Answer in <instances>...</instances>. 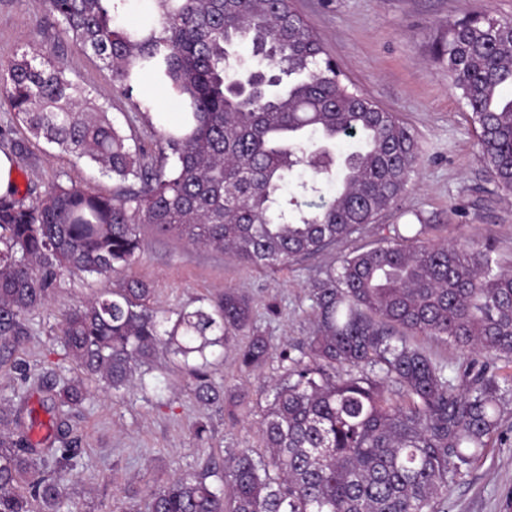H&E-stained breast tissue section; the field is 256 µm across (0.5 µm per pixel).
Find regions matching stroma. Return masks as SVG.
I'll list each match as a JSON object with an SVG mask.
<instances>
[{"label": "stroma", "mask_w": 512, "mask_h": 512, "mask_svg": "<svg viewBox=\"0 0 512 512\" xmlns=\"http://www.w3.org/2000/svg\"><path fill=\"white\" fill-rule=\"evenodd\" d=\"M293 7L322 40L343 83L367 93L411 128L423 155L416 175L373 224L316 256L274 270L238 263L145 225L144 250L123 274L61 277L45 305L27 315V334L19 345L0 355V406L13 395L25 396L41 422L35 438L48 432L50 392L81 376L58 342L64 314L122 279L148 282L151 303L160 309L192 310L207 305L217 292L237 289L252 301L255 332L298 346L313 332L312 283L338 266L343 255L394 229L436 224L439 238L447 242L490 233L501 263L512 267V195L490 181L477 156L470 112L460 92L449 85L447 67L434 58L437 44L448 37L449 23L485 14L512 18V0H293ZM50 49L63 57L72 78L90 96L107 102L115 122L145 148H153L165 127L178 121L177 105L156 87L139 88V95L150 96L153 104L148 114L134 112L100 60L46 27L41 0H0V60L24 51L42 56ZM6 125L11 132L0 140V150L13 153L19 188L35 185L42 196L62 182L111 194L112 178L32 139L0 101V127ZM247 340L244 333L231 335L207 351L211 380L241 398L233 420L199 402L179 363L166 356L145 364L143 385L117 393L98 378H84L88 397L68 418L80 441L82 465L66 482L80 512H141L147 490L241 448L262 452L271 389L285 370L275 357L262 369H242L238 353ZM201 421L209 434L200 441L193 430ZM446 512H512V446L488 449L449 490Z\"/></svg>", "instance_id": "stroma-1"}]
</instances>
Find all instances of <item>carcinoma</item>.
<instances>
[{
	"label": "carcinoma",
	"instance_id": "carcinoma-1",
	"mask_svg": "<svg viewBox=\"0 0 512 512\" xmlns=\"http://www.w3.org/2000/svg\"><path fill=\"white\" fill-rule=\"evenodd\" d=\"M141 2L145 23L126 26L116 0H43L47 25L102 61L115 86L130 94L148 79L177 101L179 122L151 151L64 63L26 52L0 61V98L27 132L116 181L110 196L63 183L28 204L0 196V351L19 344L24 317L61 277L129 268L144 224L275 268L374 223L419 165L411 129L340 80L290 0ZM438 59L477 125L480 162L512 193V19L448 24ZM437 228L408 224L316 280L313 335L298 354L250 336L242 368L277 349L287 372L273 385L264 452L243 448L173 479L148 494L146 512H445L451 486L512 433V374L494 364L512 362V270L491 234L448 244ZM152 293L130 279L72 308L58 333L67 354L118 391L165 351L197 399L235 418L240 399L209 379L206 349L250 329L252 301L226 288L206 307L161 311ZM419 336L467 361L448 377ZM87 394L81 378L53 394L43 446L0 433V512H75L62 478L81 452L66 411Z\"/></svg>",
	"mask_w": 512,
	"mask_h": 512
}]
</instances>
